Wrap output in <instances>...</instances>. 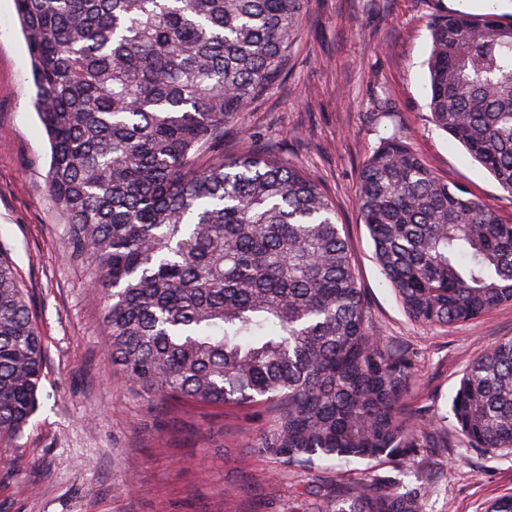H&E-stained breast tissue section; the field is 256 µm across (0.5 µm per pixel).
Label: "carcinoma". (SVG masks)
<instances>
[{
    "label": "carcinoma",
    "instance_id": "1",
    "mask_svg": "<svg viewBox=\"0 0 512 512\" xmlns=\"http://www.w3.org/2000/svg\"><path fill=\"white\" fill-rule=\"evenodd\" d=\"M48 191L67 253L94 267L122 383L163 400L260 410L251 448L288 473L412 463L448 447L403 413L416 356L371 328L336 207L273 154L224 156V131L287 69L306 0H15ZM434 124L512 194V15L435 22ZM384 281L414 320L475 322L512 301V222L438 179L393 133L360 172ZM45 338L0 249V441L39 404ZM462 442L512 451V337L464 371ZM304 512H425L427 471L320 480Z\"/></svg>",
    "mask_w": 512,
    "mask_h": 512
}]
</instances>
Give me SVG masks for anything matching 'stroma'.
<instances>
[{
  "label": "stroma",
  "mask_w": 512,
  "mask_h": 512,
  "mask_svg": "<svg viewBox=\"0 0 512 512\" xmlns=\"http://www.w3.org/2000/svg\"><path fill=\"white\" fill-rule=\"evenodd\" d=\"M460 12L508 14L512 0H308L284 77L224 132L225 153L273 149L335 204L373 326L420 355L407 408L428 418L449 414L465 368L512 337V302L475 324L410 319L375 262L358 179L396 131L437 177L512 221V194L430 121L431 25ZM34 95L15 0H0V247L48 338L40 406L20 437L0 443V512H296L310 497L307 479L249 448L269 413L162 405L115 382L92 268L63 252ZM420 465L436 484L426 512H483L512 494V453L466 447L453 429L447 449Z\"/></svg>",
  "instance_id": "1"
}]
</instances>
